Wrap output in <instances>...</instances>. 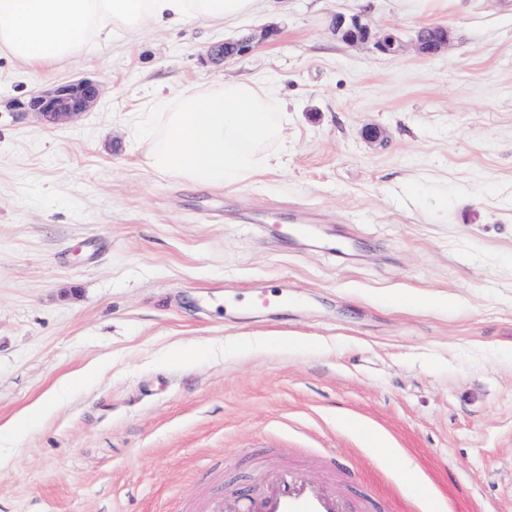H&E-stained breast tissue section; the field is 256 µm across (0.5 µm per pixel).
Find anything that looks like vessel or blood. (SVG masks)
Returning a JSON list of instances; mask_svg holds the SVG:
<instances>
[{"instance_id": "vessel-or-blood-1", "label": "vessel or blood", "mask_w": 512, "mask_h": 512, "mask_svg": "<svg viewBox=\"0 0 512 512\" xmlns=\"http://www.w3.org/2000/svg\"><path fill=\"white\" fill-rule=\"evenodd\" d=\"M201 512H348L344 497L330 482H314L298 467H271L257 496L230 493L203 496Z\"/></svg>"}]
</instances>
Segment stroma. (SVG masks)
Here are the masks:
<instances>
[{
    "instance_id": "obj_1",
    "label": "stroma",
    "mask_w": 512,
    "mask_h": 512,
    "mask_svg": "<svg viewBox=\"0 0 512 512\" xmlns=\"http://www.w3.org/2000/svg\"><path fill=\"white\" fill-rule=\"evenodd\" d=\"M359 11L449 47L337 40ZM231 32L44 75L0 59V512H188L274 464L359 512H512V0H262ZM77 78L102 94L73 121L10 108ZM228 78L287 100L283 167L229 189L147 170L132 115ZM330 29L336 38L351 45L371 44L382 54L397 57L408 49H414L419 55L432 56L448 49L449 33L447 27L436 25L420 28L410 42L391 30H374L363 21L361 15H336L331 20ZM253 38L226 39L211 49L210 55L217 61H226L238 56L245 55L251 48Z\"/></svg>"
}]
</instances>
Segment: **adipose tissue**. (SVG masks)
Masks as SVG:
<instances>
[{"instance_id":"adipose-tissue-1","label":"adipose tissue","mask_w":512,"mask_h":512,"mask_svg":"<svg viewBox=\"0 0 512 512\" xmlns=\"http://www.w3.org/2000/svg\"><path fill=\"white\" fill-rule=\"evenodd\" d=\"M260 0H0V57L39 74L121 36L189 21L234 26Z\"/></svg>"}]
</instances>
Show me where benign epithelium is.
<instances>
[{
    "label": "benign epithelium",
    "instance_id": "1",
    "mask_svg": "<svg viewBox=\"0 0 512 512\" xmlns=\"http://www.w3.org/2000/svg\"><path fill=\"white\" fill-rule=\"evenodd\" d=\"M330 29L336 38L351 45H372L382 54L397 57L414 49L422 56L436 55L449 45L448 29L436 25L423 27L405 41L397 32L374 30L363 21L361 15H337L331 20ZM251 39H226L211 49L210 55L217 61H226L246 54ZM100 85L89 79L59 85L51 90L32 93L25 101H17L14 107L30 113L45 125L55 126L75 119L88 111L100 98Z\"/></svg>",
    "mask_w": 512,
    "mask_h": 512
}]
</instances>
